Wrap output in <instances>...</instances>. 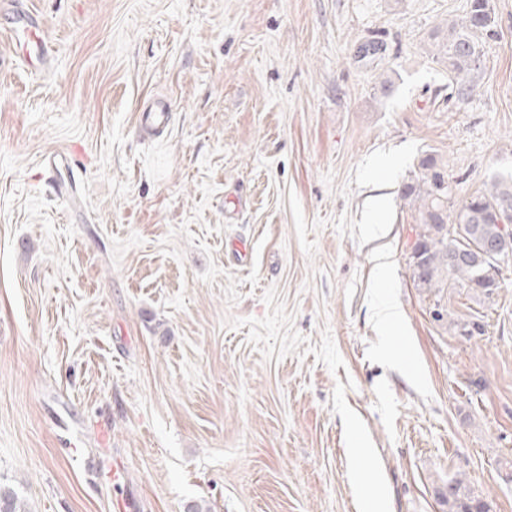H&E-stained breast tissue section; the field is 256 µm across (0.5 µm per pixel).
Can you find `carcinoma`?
Listing matches in <instances>:
<instances>
[{
  "label": "carcinoma",
  "mask_w": 512,
  "mask_h": 512,
  "mask_svg": "<svg viewBox=\"0 0 512 512\" xmlns=\"http://www.w3.org/2000/svg\"><path fill=\"white\" fill-rule=\"evenodd\" d=\"M496 20L491 0H470L468 11L459 19H452L430 34L431 56L448 67L456 79H462L478 70L475 59L484 58L485 41L496 35ZM422 176L405 184L401 197L418 211L420 231L413 247V273L416 286L428 291H439L448 284V278L465 284L490 296L499 288L496 282L478 280V265L484 245L503 236L502 225L490 216L512 205V176H497L490 187L472 196L448 223V205L452 189L448 182V166L435 155L427 154L420 160ZM468 252L474 260L456 259ZM449 512H487L486 505L476 498L471 489L459 479L448 480ZM0 512H24L14 490L0 486Z\"/></svg>",
  "instance_id": "obj_1"
}]
</instances>
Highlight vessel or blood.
I'll use <instances>...</instances> for the list:
<instances>
[{
    "instance_id": "vessel-or-blood-1",
    "label": "vessel or blood",
    "mask_w": 512,
    "mask_h": 512,
    "mask_svg": "<svg viewBox=\"0 0 512 512\" xmlns=\"http://www.w3.org/2000/svg\"><path fill=\"white\" fill-rule=\"evenodd\" d=\"M10 19L9 37L13 45L24 47V57L36 72L53 64V50L42 35L40 17L24 8L22 0H0V15ZM171 103L164 97L150 98L140 109L139 123L149 135L162 136L170 124Z\"/></svg>"
}]
</instances>
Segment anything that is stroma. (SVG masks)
<instances>
[{"label":"stroma","mask_w":512,"mask_h":512,"mask_svg":"<svg viewBox=\"0 0 512 512\" xmlns=\"http://www.w3.org/2000/svg\"><path fill=\"white\" fill-rule=\"evenodd\" d=\"M24 3L56 57L33 74L0 16V485L25 512H448L452 478L512 512V255L491 297L418 288L401 197L427 153L452 214L512 174V0L460 83L429 35L469 0ZM171 112V103L167 98H150L140 109V126L151 136H162L170 124Z\"/></svg>","instance_id":"1"}]
</instances>
